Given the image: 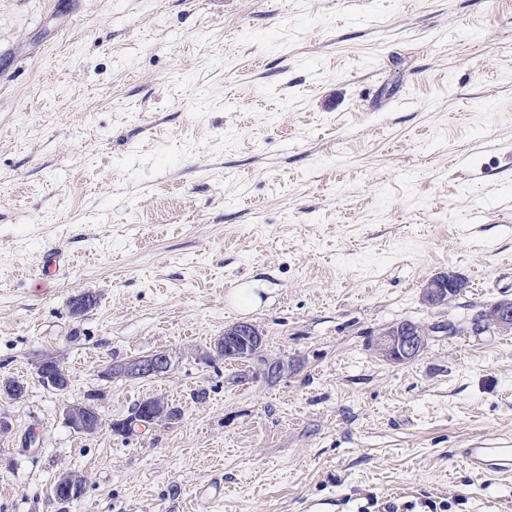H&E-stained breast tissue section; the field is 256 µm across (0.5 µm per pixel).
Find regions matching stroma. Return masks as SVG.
Instances as JSON below:
<instances>
[{"label": "stroma", "mask_w": 512, "mask_h": 512, "mask_svg": "<svg viewBox=\"0 0 512 512\" xmlns=\"http://www.w3.org/2000/svg\"><path fill=\"white\" fill-rule=\"evenodd\" d=\"M448 271L466 291L426 306ZM505 298L512 0H0V381L26 387L0 395V512H512V472L460 454L512 446V334L474 329ZM404 320L437 331L385 361ZM237 322L259 352L212 356ZM155 350L167 375L104 378ZM89 396L93 435L63 416ZM152 396L180 419L110 429ZM415 323L402 321L382 330L377 341L378 353L395 363L415 360L425 349L430 336L429 331L423 327L425 325ZM37 375L44 385L56 391L65 392L70 388V376L56 360L47 359L40 362L37 367ZM77 475L70 471L61 472L53 485L55 495L62 489L66 496L65 502L81 497L85 487V480Z\"/></svg>", "instance_id": "35a3bbf8"}]
</instances>
